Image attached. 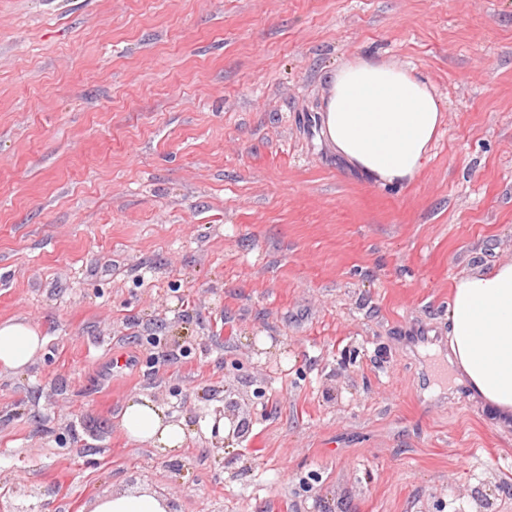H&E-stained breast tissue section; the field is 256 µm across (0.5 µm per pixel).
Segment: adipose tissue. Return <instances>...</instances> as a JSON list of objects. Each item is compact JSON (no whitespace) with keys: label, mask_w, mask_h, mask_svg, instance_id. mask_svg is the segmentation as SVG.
I'll return each mask as SVG.
<instances>
[{"label":"adipose tissue","mask_w":512,"mask_h":512,"mask_svg":"<svg viewBox=\"0 0 512 512\" xmlns=\"http://www.w3.org/2000/svg\"><path fill=\"white\" fill-rule=\"evenodd\" d=\"M444 114L429 85L410 70L374 59L339 69L322 114L337 154L379 186L412 182L423 168ZM43 330L0 322V374L17 373L41 354ZM448 365L499 418H512V262L461 278L448 304ZM120 426L136 444L166 454L182 450L187 431L152 399L127 400ZM90 512H170L150 489L97 496Z\"/></svg>","instance_id":"adipose-tissue-1"}]
</instances>
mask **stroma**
Instances as JSON below:
<instances>
[{
    "label": "stroma",
    "mask_w": 512,
    "mask_h": 512,
    "mask_svg": "<svg viewBox=\"0 0 512 512\" xmlns=\"http://www.w3.org/2000/svg\"><path fill=\"white\" fill-rule=\"evenodd\" d=\"M411 70L444 111L409 184L322 133L329 77ZM512 261V0H0V489L88 512H512V427L448 379V303ZM251 432L202 415L255 387ZM183 422L156 455L126 398ZM46 343L43 330L28 322H0V374L24 370L43 352ZM120 426L131 442L152 445L163 454L182 450L187 440L182 423L174 421L160 405L143 395L127 400ZM167 497L151 489H136L97 496L90 512H170Z\"/></svg>",
    "instance_id": "35a3bbf8"
}]
</instances>
